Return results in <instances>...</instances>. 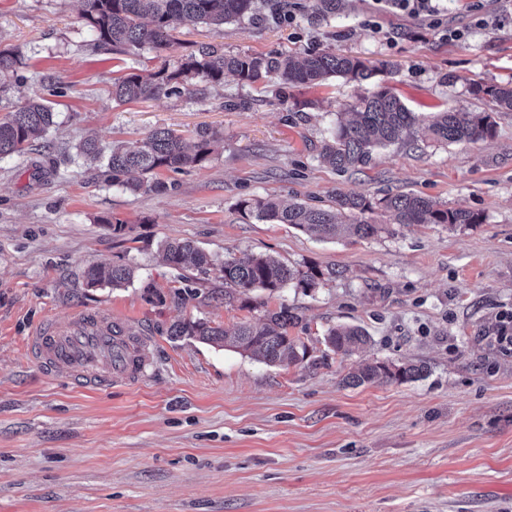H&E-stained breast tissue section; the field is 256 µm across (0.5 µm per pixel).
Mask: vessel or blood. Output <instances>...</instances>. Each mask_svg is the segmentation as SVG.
Masks as SVG:
<instances>
[{
  "instance_id": "obj_1",
  "label": "vessel or blood",
  "mask_w": 512,
  "mask_h": 512,
  "mask_svg": "<svg viewBox=\"0 0 512 512\" xmlns=\"http://www.w3.org/2000/svg\"><path fill=\"white\" fill-rule=\"evenodd\" d=\"M27 353L47 372L66 371L74 386L93 390L134 383L151 366L147 339L108 312L46 319Z\"/></svg>"
}]
</instances>
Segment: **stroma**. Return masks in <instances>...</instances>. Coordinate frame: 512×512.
Instances as JSON below:
<instances>
[{
	"label": "stroma",
	"mask_w": 512,
	"mask_h": 512,
	"mask_svg": "<svg viewBox=\"0 0 512 512\" xmlns=\"http://www.w3.org/2000/svg\"><path fill=\"white\" fill-rule=\"evenodd\" d=\"M292 22L182 25L166 49L98 48L80 0H0V50L21 55L0 117L43 82L57 92L47 147L0 159V512H512V355L488 337L512 312V112L491 137L433 140L441 112L481 110L474 82H512V0H439L443 37L385 0H343L328 19L298 0ZM203 45L227 54L313 52L388 59L392 73L355 88L251 85L225 76L218 96L121 103L112 84L173 67ZM385 86L417 121L356 172L319 158L357 93ZM246 97L244 110L225 101ZM224 141L200 169L160 171L161 191L108 184L71 156L157 127ZM371 200L415 194L480 221L393 224L326 240L286 224L242 219L239 200L273 197L332 207L337 193ZM129 225L114 234L112 220ZM189 239L215 257L267 254L286 265L338 269L312 289L286 287L269 309L299 318L289 335L306 353L269 366L230 348L171 340L168 328L204 318L233 328L252 311L225 306L224 282L198 276L182 303L161 243ZM127 263L124 288L87 287L94 262ZM102 309L151 337L153 364L130 385L84 392L45 372L25 343L48 317ZM355 325L369 348L344 354L324 335ZM422 364L410 382L346 384L359 364Z\"/></svg>",
	"instance_id": "stroma-1"
}]
</instances>
